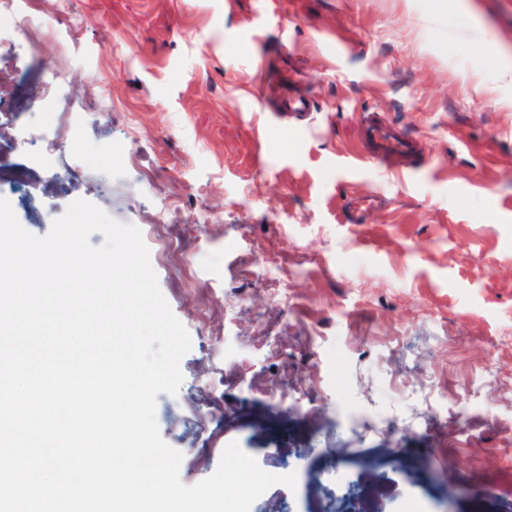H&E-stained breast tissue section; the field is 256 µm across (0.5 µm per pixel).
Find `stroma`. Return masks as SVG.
I'll use <instances>...</instances> for the list:
<instances>
[{
    "label": "stroma",
    "mask_w": 512,
    "mask_h": 512,
    "mask_svg": "<svg viewBox=\"0 0 512 512\" xmlns=\"http://www.w3.org/2000/svg\"><path fill=\"white\" fill-rule=\"evenodd\" d=\"M0 93L36 72L88 112L81 138L21 143L45 235L77 199L138 227L191 349L162 438L193 485L237 442L296 473L251 512H317L357 489L373 512L512 502V0H0ZM442 14L440 24L430 18ZM476 26L485 48L457 38ZM310 96L308 117L276 113ZM111 112L97 108L101 98ZM377 110L423 151L397 177L361 159ZM77 178H70L71 170ZM182 210L168 259L164 197ZM431 400L418 405L419 397ZM473 416L463 432L434 418Z\"/></svg>",
    "instance_id": "35a3bbf8"
}]
</instances>
